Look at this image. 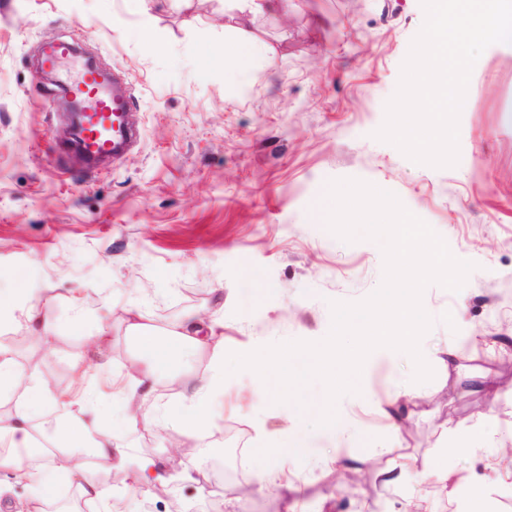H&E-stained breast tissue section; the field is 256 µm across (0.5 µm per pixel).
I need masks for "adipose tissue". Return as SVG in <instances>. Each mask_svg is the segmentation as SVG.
Returning a JSON list of instances; mask_svg holds the SVG:
<instances>
[{
    "label": "adipose tissue",
    "instance_id": "obj_1",
    "mask_svg": "<svg viewBox=\"0 0 512 512\" xmlns=\"http://www.w3.org/2000/svg\"><path fill=\"white\" fill-rule=\"evenodd\" d=\"M223 326V319H215L210 325L211 335H202L197 316L190 313L170 325L163 336L159 337L146 331L140 323H130L132 335L139 339L142 346L136 382L125 389V397L131 409V423H150L148 410L153 393L147 390L146 385L158 373L167 371L173 379L187 385L179 418L182 431L194 435L214 425L215 403L224 394L226 353L223 338L216 335L217 330ZM188 349L207 352L208 365L204 371L186 373L177 369L176 364L181 354ZM1 396L7 397L8 406L0 411V439H8L11 451L0 454V469L10 471L16 481L28 483L31 489L29 500L16 504V512H41L42 482L30 469L26 454L35 449L44 436L43 429L35 424L40 407L46 402L60 399L61 394L37 368H21L10 346L0 340ZM493 440L494 433L489 425L458 427L455 445L448 453L440 454L429 462L430 476L440 486H447L449 456H473L478 449L488 447ZM77 448L82 449L87 458L106 463L116 478L123 481L131 479L149 487L176 481L193 483L197 480L192 465H183L175 472L153 458L132 459L125 453L117 452L111 435L100 431L97 421L93 419H77L70 438L66 442L57 443L54 461L68 463ZM299 456V448L291 445L285 436L263 448L256 475L258 487L288 489L284 466Z\"/></svg>",
    "mask_w": 512,
    "mask_h": 512
}]
</instances>
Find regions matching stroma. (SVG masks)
<instances>
[{
	"label": "stroma",
	"instance_id": "stroma-1",
	"mask_svg": "<svg viewBox=\"0 0 512 512\" xmlns=\"http://www.w3.org/2000/svg\"><path fill=\"white\" fill-rule=\"evenodd\" d=\"M0 0V290L38 298L52 326L36 336L23 311L0 323L19 364L82 397L103 430L130 456L182 461L196 482L144 487L127 481L117 512H281L280 491L258 490L249 459L257 431L289 433L303 453L288 478L300 512H359L363 502L391 512L426 498L431 512H460L463 487L441 490L429 460L463 424L489 422L482 450L490 481L486 512H512V52L499 44L475 63L459 119V162L434 168L374 137L394 95L410 44L424 22L420 0H288L280 13L239 14L225 0ZM257 47L247 70L225 76L222 59L239 38ZM83 45L126 82L139 130L135 148L109 170L75 165L60 140L58 89L42 75L47 40ZM392 187L402 204L475 268L460 292L429 285L432 318L421 350L431 381L412 380L400 353L377 360L360 391L336 406L362 447L360 468H336L331 428L316 424L325 389L313 382L306 409L275 403L249 371L224 381L216 424L185 435L176 415L180 386L159 374L154 404L168 417L129 426L119 386L139 357L126 333L132 312L163 331L185 312L224 317L227 351L319 341L330 304L357 302L383 278L378 243H347L326 227L323 199L335 179ZM87 298L74 324L73 289ZM465 316H458V309ZM110 329V372L94 368L99 325ZM458 355L441 365L440 350ZM85 372L74 375L75 357ZM493 375L494 393L469 389ZM407 392L392 403L395 384ZM398 405L402 417L387 411ZM80 407V408H83ZM80 408L45 404L38 422L71 425ZM388 442L415 467L395 485L376 454ZM35 467L46 512H76L80 492L64 468Z\"/></svg>",
	"mask_w": 512,
	"mask_h": 512
}]
</instances>
